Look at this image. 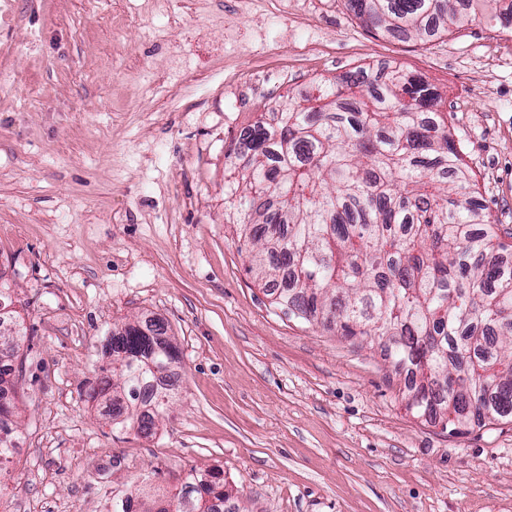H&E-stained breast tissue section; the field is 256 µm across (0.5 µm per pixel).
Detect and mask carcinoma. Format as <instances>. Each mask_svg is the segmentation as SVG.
Listing matches in <instances>:
<instances>
[{"label":"carcinoma","instance_id":"cac0c4a2","mask_svg":"<svg viewBox=\"0 0 512 512\" xmlns=\"http://www.w3.org/2000/svg\"><path fill=\"white\" fill-rule=\"evenodd\" d=\"M490 20L512 29V0ZM369 30L424 43L477 25L455 0H345ZM440 94L401 65L358 66L245 127L229 154L243 200L252 268L278 304L308 323L376 344L409 375L407 408L454 430L512 418V262L477 197ZM112 377L90 389L112 418L149 436L170 402L177 347L160 321L126 324L109 341ZM231 497L190 470L178 512H216ZM143 490L116 494L137 509Z\"/></svg>","mask_w":512,"mask_h":512}]
</instances>
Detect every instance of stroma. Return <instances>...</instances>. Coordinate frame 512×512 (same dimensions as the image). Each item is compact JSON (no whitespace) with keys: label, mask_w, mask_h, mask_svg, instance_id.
Here are the masks:
<instances>
[{"label":"stroma","mask_w":512,"mask_h":512,"mask_svg":"<svg viewBox=\"0 0 512 512\" xmlns=\"http://www.w3.org/2000/svg\"><path fill=\"white\" fill-rule=\"evenodd\" d=\"M275 0H0V283L29 339L0 512H110L217 476L241 512H512V420L453 433L407 410L379 347L277 304L241 250L229 146L318 78L394 61L444 98L512 241V37L421 44L344 0L301 29ZM163 320L179 387L145 436L89 388L112 332Z\"/></svg>","instance_id":"stroma-1"}]
</instances>
